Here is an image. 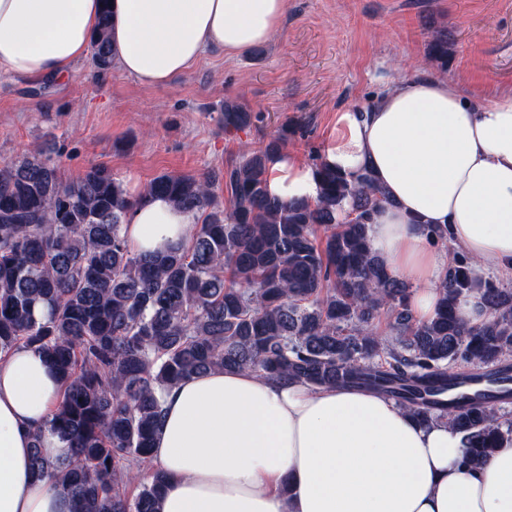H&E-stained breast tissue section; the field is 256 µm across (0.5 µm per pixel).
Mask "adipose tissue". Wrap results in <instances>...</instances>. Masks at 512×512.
Here are the masks:
<instances>
[{
  "label": "adipose tissue",
  "instance_id": "ef3b65f1",
  "mask_svg": "<svg viewBox=\"0 0 512 512\" xmlns=\"http://www.w3.org/2000/svg\"><path fill=\"white\" fill-rule=\"evenodd\" d=\"M100 0H0V73L67 76L91 49ZM116 68L147 86L188 72L210 50L233 56L279 31L286 0H111ZM348 178L371 168L390 202L371 226L373 251L414 282L430 315L447 255L426 231L448 233L475 272L512 270V89L467 97L421 74L390 84L365 111L336 115L323 153ZM267 190L315 197L310 167L285 152ZM195 219L164 197L128 216L129 248L148 255L184 241ZM60 383L29 348L0 361V512H71L34 477L31 447L68 448L49 428ZM151 455L167 483L159 512H512V445L464 468L459 437L423 424L384 395L310 390L249 371L215 370L162 395Z\"/></svg>",
  "mask_w": 512,
  "mask_h": 512
}]
</instances>
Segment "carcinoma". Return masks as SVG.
<instances>
[{
    "mask_svg": "<svg viewBox=\"0 0 512 512\" xmlns=\"http://www.w3.org/2000/svg\"><path fill=\"white\" fill-rule=\"evenodd\" d=\"M92 65L112 70L106 2ZM448 34L426 58L448 66ZM245 105L224 101V132L252 127ZM302 126L284 124L216 176L163 173L138 196L101 165L61 179L44 151L0 166V353L42 354L62 380L50 428L68 445L32 468L72 512H157L166 475L147 459L164 414L160 394L213 369L248 370L309 389L358 388L423 420H447L464 467L512 443V288L474 274L459 251L433 314L417 320L406 282L370 247L386 193L371 173L350 181L317 157V195L282 202L267 192L271 159ZM165 195L196 217L187 240L152 256L131 252L130 210ZM481 299L471 324L460 306ZM387 320L383 338L374 322ZM139 481L132 494L129 484Z\"/></svg>",
    "mask_w": 512,
    "mask_h": 512,
    "instance_id": "cac0c4a2",
    "label": "carcinoma"
}]
</instances>
